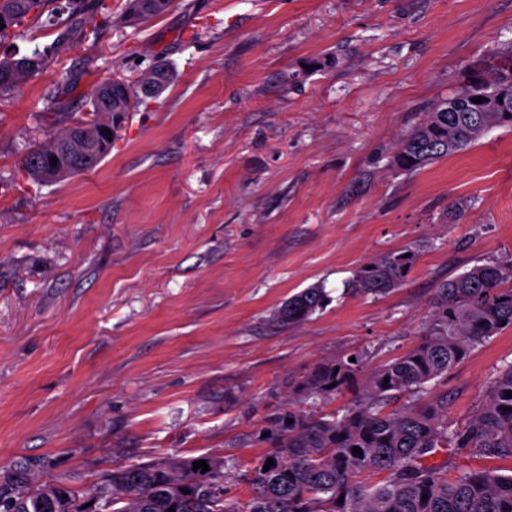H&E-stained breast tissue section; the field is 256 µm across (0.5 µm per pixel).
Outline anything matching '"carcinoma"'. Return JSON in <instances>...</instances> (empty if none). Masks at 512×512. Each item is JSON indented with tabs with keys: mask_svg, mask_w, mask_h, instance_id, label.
<instances>
[{
	"mask_svg": "<svg viewBox=\"0 0 512 512\" xmlns=\"http://www.w3.org/2000/svg\"><path fill=\"white\" fill-rule=\"evenodd\" d=\"M101 0H0V29L5 55L25 67L15 71L0 63V96L9 93L26 69L40 74L60 54L85 37L84 15ZM128 21L158 16L127 0ZM42 21L56 31L54 41L20 50L27 40L21 30L27 18ZM512 64V51L498 56L481 78L454 92L470 111L426 113L400 141L393 164L415 172L433 162L472 148L494 127H512V108L481 112L473 102L501 87ZM74 124L66 123L51 139L29 146L38 151L44 168L52 166L55 146L67 138ZM419 249L384 253L363 264L348 287L356 294L385 296L401 287L416 266ZM512 265L475 264L441 281L426 315L420 339L406 353L381 365L360 380V358L331 360L316 366L289 391L288 410L270 426L248 435L268 445L254 466L237 472L249 488L245 500L226 495L225 461L203 454L194 457L164 455L149 462L118 465L85 490L60 483L67 495L64 512H90L89 503L103 491L112 499V512H512V469L463 470L448 475V467L431 462L438 453L469 450L489 458H512V363L503 367L486 392L481 407L461 428L448 426V408L430 397L429 383L445 376L471 350L507 328H512ZM329 295L313 285L292 295L275 310L272 320L288 327L302 323L323 309ZM351 393L340 416L328 418L294 408L302 399ZM406 396L408 403L386 410L388 402ZM362 453L356 455L353 448ZM273 460L264 469L267 460ZM203 460L209 470H193ZM380 475L371 484L366 477ZM46 483L30 477L27 468L0 482V512H44L38 507ZM189 493L184 494L182 490ZM343 502H338V499Z\"/></svg>",
	"mask_w": 512,
	"mask_h": 512,
	"instance_id": "1",
	"label": "carcinoma"
}]
</instances>
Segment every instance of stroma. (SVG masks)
I'll use <instances>...</instances> for the list:
<instances>
[{
  "label": "stroma",
  "mask_w": 512,
  "mask_h": 512,
  "mask_svg": "<svg viewBox=\"0 0 512 512\" xmlns=\"http://www.w3.org/2000/svg\"><path fill=\"white\" fill-rule=\"evenodd\" d=\"M126 0L0 98V477L92 486L116 464L212 454L288 408L317 364L365 371L410 350L437 284L512 263V128L408 173L391 158L433 104L512 48V0H173L142 24ZM165 57L175 73L89 173L38 184L17 168L58 113ZM72 89L54 97L61 79ZM422 245L382 297L345 291L368 260ZM314 284L330 301L277 327ZM512 329L431 395L463 426ZM329 298L323 286H310L284 301L273 313L272 320L282 327L302 323L317 310H322L327 305Z\"/></svg>",
  "instance_id": "obj_1"
}]
</instances>
